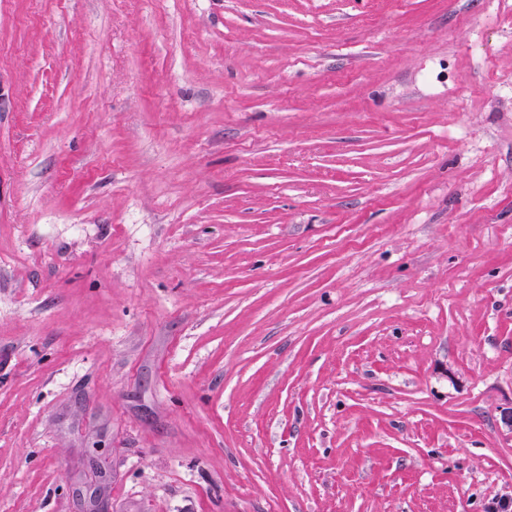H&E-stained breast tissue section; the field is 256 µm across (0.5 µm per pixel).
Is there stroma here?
Masks as SVG:
<instances>
[{"label": "stroma", "mask_w": 512, "mask_h": 512, "mask_svg": "<svg viewBox=\"0 0 512 512\" xmlns=\"http://www.w3.org/2000/svg\"><path fill=\"white\" fill-rule=\"evenodd\" d=\"M512 0H0V512L512 492Z\"/></svg>", "instance_id": "stroma-1"}]
</instances>
